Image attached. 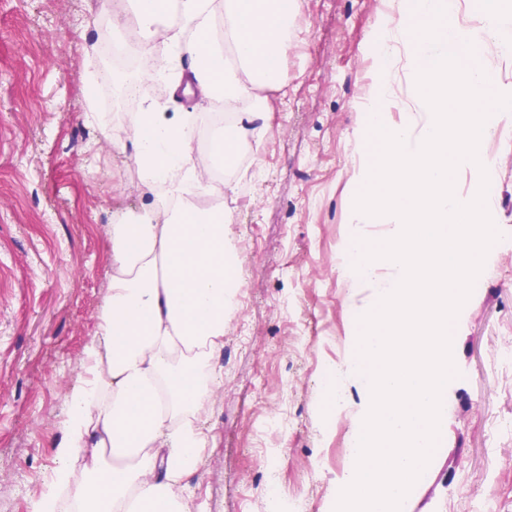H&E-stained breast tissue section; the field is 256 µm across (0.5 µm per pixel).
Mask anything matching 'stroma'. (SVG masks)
I'll return each mask as SVG.
<instances>
[{
	"mask_svg": "<svg viewBox=\"0 0 512 512\" xmlns=\"http://www.w3.org/2000/svg\"><path fill=\"white\" fill-rule=\"evenodd\" d=\"M103 22L90 0H0V512H35L62 461L66 397L103 303L112 253L106 228L117 210L148 202L125 181L133 147L119 148L130 118L113 68L112 128L88 121L87 88L98 62L89 45ZM395 22L383 0H302L288 25L295 40L282 82L260 88L271 111L251 133L230 179L254 209L236 213L232 238L249 304L243 325L224 327L217 377L200 417L209 435L197 472L182 488L186 512H280L264 496L276 468L282 490H303L312 512H330L345 469L323 429L320 360L351 351L350 302L330 277L352 233L385 240L384 224L349 222L354 134L380 77L395 101L385 126L417 109L404 57L381 70L380 39ZM159 97L167 111L207 126L216 100L198 91L187 64ZM498 230L507 245L484 270L455 326L442 441L408 512H512V141L496 146ZM266 166L262 181L248 168ZM284 436L263 434L268 416Z\"/></svg>",
	"mask_w": 512,
	"mask_h": 512,
	"instance_id": "stroma-1",
	"label": "stroma"
}]
</instances>
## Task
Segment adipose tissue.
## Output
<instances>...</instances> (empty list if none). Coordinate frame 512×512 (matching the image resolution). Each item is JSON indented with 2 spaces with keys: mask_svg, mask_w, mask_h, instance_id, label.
I'll use <instances>...</instances> for the list:
<instances>
[{
  "mask_svg": "<svg viewBox=\"0 0 512 512\" xmlns=\"http://www.w3.org/2000/svg\"><path fill=\"white\" fill-rule=\"evenodd\" d=\"M141 39L176 13L169 53L147 55L143 69L163 78L186 57L205 97L253 99L279 83L291 42L288 20L297 0H129ZM128 138L145 181L165 182L180 208L150 206L138 221L112 224V272L85 348L79 383L66 398L65 462L39 512H55L70 495L81 512H183L182 479L198 468L207 435L199 421L207 389L202 377L224 345V325L240 286L229 243L230 215L190 202L205 179L193 158L184 117L143 101ZM80 463L82 479L73 476Z\"/></svg>",
  "mask_w": 512,
  "mask_h": 512,
  "instance_id": "ef3b65f1",
  "label": "adipose tissue"
}]
</instances>
